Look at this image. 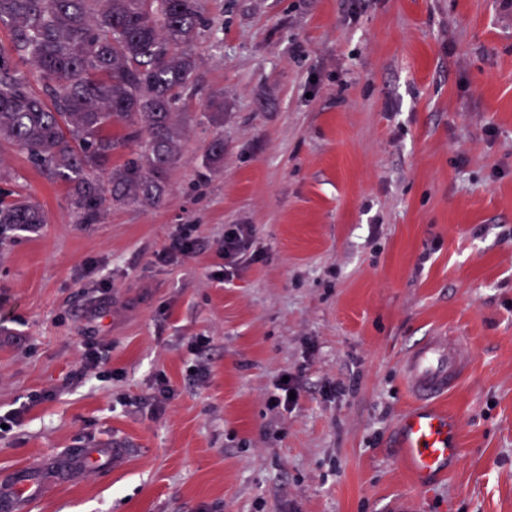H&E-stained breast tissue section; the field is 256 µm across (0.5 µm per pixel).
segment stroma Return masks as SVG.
<instances>
[{
    "mask_svg": "<svg viewBox=\"0 0 512 512\" xmlns=\"http://www.w3.org/2000/svg\"><path fill=\"white\" fill-rule=\"evenodd\" d=\"M203 8L192 104L222 91L224 119L186 121L161 204L81 227L0 146V189L46 218L0 237V414L49 394L0 434V485L40 487L31 512H512V0ZM185 224L197 254L156 262ZM449 334L471 361L442 402L461 455L422 491L402 365ZM92 338L111 376L77 377ZM159 373L176 395L153 416ZM287 375L299 399L272 407ZM115 444L121 467L61 462ZM249 235L250 229L246 224H239L224 233V242L221 247L224 260H232L242 253L247 248Z\"/></svg>",
    "mask_w": 512,
    "mask_h": 512,
    "instance_id": "35a3bbf8",
    "label": "stroma"
}]
</instances>
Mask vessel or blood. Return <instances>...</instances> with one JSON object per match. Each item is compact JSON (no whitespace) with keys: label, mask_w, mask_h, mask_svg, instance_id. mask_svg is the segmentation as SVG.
Wrapping results in <instances>:
<instances>
[{"label":"vessel or blood","mask_w":512,"mask_h":512,"mask_svg":"<svg viewBox=\"0 0 512 512\" xmlns=\"http://www.w3.org/2000/svg\"><path fill=\"white\" fill-rule=\"evenodd\" d=\"M468 367L469 359L460 349V340L453 336L431 337L416 346L403 365L406 385L417 405L400 421L399 448L404 466L418 488H428L432 479L444 474L461 454L455 438L456 423L439 401ZM125 455V449L118 447L88 448L72 455L69 464L81 470L105 458L120 461ZM33 494L26 479L13 478L8 490H0V512H28Z\"/></svg>","instance_id":"b4317fda"}]
</instances>
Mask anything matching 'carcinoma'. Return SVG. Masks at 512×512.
Segmentation results:
<instances>
[{
	"instance_id": "obj_1",
	"label": "carcinoma",
	"mask_w": 512,
	"mask_h": 512,
	"mask_svg": "<svg viewBox=\"0 0 512 512\" xmlns=\"http://www.w3.org/2000/svg\"><path fill=\"white\" fill-rule=\"evenodd\" d=\"M0 23V142L68 188L78 224L112 204H159L180 160L202 0H0ZM45 222L0 193L1 228Z\"/></svg>"
}]
</instances>
